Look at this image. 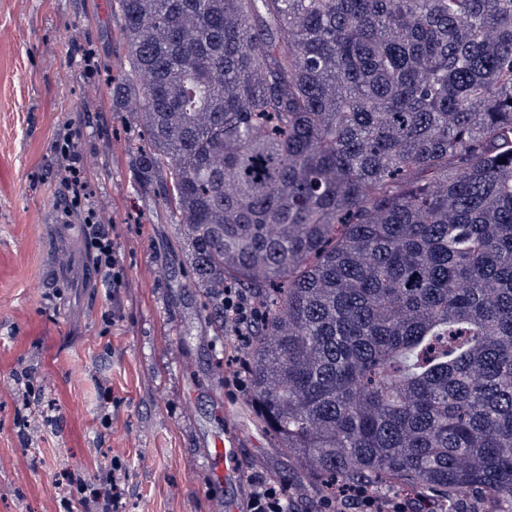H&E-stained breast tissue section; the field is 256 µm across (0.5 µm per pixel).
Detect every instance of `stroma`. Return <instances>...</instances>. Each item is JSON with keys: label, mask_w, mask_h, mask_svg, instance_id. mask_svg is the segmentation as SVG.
<instances>
[{"label": "stroma", "mask_w": 512, "mask_h": 512, "mask_svg": "<svg viewBox=\"0 0 512 512\" xmlns=\"http://www.w3.org/2000/svg\"><path fill=\"white\" fill-rule=\"evenodd\" d=\"M126 62L112 0H0V512H59L47 488L70 475L79 497L116 455L122 512H224L244 494L207 465L227 431L242 469L301 477L254 426L246 392L225 394L224 341L187 286L160 195L134 181L125 139L135 127L106 90ZM67 133L112 227L113 285L93 273L82 225L60 206L55 143ZM29 377L53 414L40 431L17 422Z\"/></svg>", "instance_id": "stroma-1"}]
</instances>
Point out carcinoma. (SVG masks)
<instances>
[{
  "label": "carcinoma",
  "mask_w": 512,
  "mask_h": 512,
  "mask_svg": "<svg viewBox=\"0 0 512 512\" xmlns=\"http://www.w3.org/2000/svg\"><path fill=\"white\" fill-rule=\"evenodd\" d=\"M112 11L135 178L218 335L224 289L260 307L248 404L298 487L512 512V0Z\"/></svg>",
  "instance_id": "carcinoma-1"
}]
</instances>
